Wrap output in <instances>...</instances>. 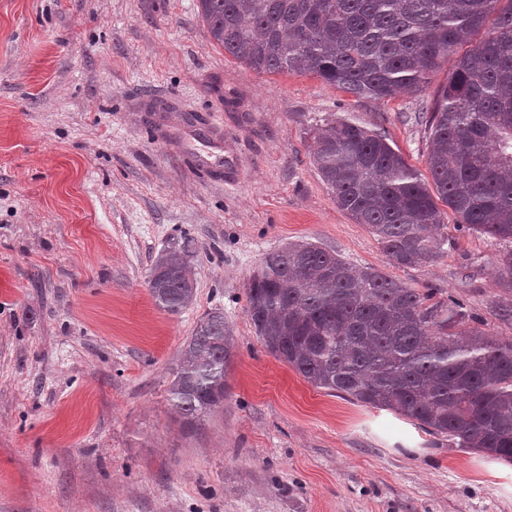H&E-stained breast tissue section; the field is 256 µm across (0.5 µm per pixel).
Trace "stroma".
Segmentation results:
<instances>
[{
  "label": "stroma",
  "mask_w": 512,
  "mask_h": 512,
  "mask_svg": "<svg viewBox=\"0 0 512 512\" xmlns=\"http://www.w3.org/2000/svg\"><path fill=\"white\" fill-rule=\"evenodd\" d=\"M453 67L423 92L359 99L234 59L196 0H0V512H512L493 455L313 387L247 313L265 255L304 240L459 299L512 340L507 242L451 214L443 256L392 266L312 163L307 128L336 116L427 174L418 115ZM187 238L196 300L172 315L148 280ZM216 308L224 404L188 428L169 387Z\"/></svg>",
  "instance_id": "obj_1"
}]
</instances>
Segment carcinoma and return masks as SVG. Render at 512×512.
Listing matches in <instances>:
<instances>
[{
  "label": "carcinoma",
  "instance_id": "cac0c4a2",
  "mask_svg": "<svg viewBox=\"0 0 512 512\" xmlns=\"http://www.w3.org/2000/svg\"><path fill=\"white\" fill-rule=\"evenodd\" d=\"M197 0L212 40L259 73H311L357 98L420 92L466 47L423 116L434 188L378 131L327 118L307 130L336 205L365 225L393 266L444 253L442 201L467 229L512 243V0ZM188 240L159 255L148 287L177 314L195 296ZM512 294V249L499 257ZM247 312L269 354L316 388L390 410L459 448L512 460V341L474 325L461 301L436 299L310 242L269 253ZM230 336L203 318L170 387L193 426L224 403Z\"/></svg>",
  "mask_w": 512,
  "mask_h": 512
}]
</instances>
